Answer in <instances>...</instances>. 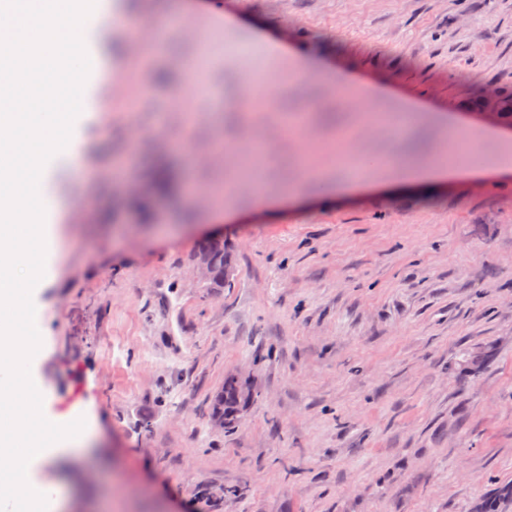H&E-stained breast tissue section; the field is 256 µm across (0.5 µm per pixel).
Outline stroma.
Instances as JSON below:
<instances>
[{"label":"stroma","instance_id":"stroma-1","mask_svg":"<svg viewBox=\"0 0 512 512\" xmlns=\"http://www.w3.org/2000/svg\"><path fill=\"white\" fill-rule=\"evenodd\" d=\"M109 20L84 91L134 81L135 104L88 127L85 181L62 168L51 188L88 207L34 297L44 324L36 375L45 413L82 412L87 447L60 452L41 479L70 512H512V181L381 186L339 198L310 186L279 202L297 151L331 177L356 155L443 157L468 124L474 154L498 160L512 136V0H98ZM203 28L186 40L176 16ZM163 46L125 54L133 22ZM319 62L296 82L293 57ZM197 64L181 98L182 72ZM274 69L277 91L252 112L265 152L251 184L224 190L229 160L193 164L191 146L235 137L214 127L241 93L244 64ZM368 90L347 100L348 86ZM417 98L415 121L364 141L359 112ZM138 151H131L134 136ZM167 167L172 189L150 198ZM220 232L230 286L194 268ZM238 373L256 396L233 429L210 405Z\"/></svg>","mask_w":512,"mask_h":512}]
</instances>
